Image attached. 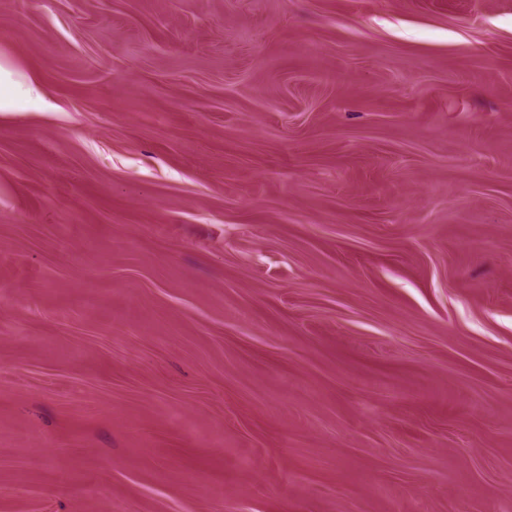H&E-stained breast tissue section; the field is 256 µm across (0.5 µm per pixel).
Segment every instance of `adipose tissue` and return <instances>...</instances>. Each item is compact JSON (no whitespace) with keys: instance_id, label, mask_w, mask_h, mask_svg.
Returning a JSON list of instances; mask_svg holds the SVG:
<instances>
[{"instance_id":"1","label":"adipose tissue","mask_w":512,"mask_h":512,"mask_svg":"<svg viewBox=\"0 0 512 512\" xmlns=\"http://www.w3.org/2000/svg\"><path fill=\"white\" fill-rule=\"evenodd\" d=\"M48 93L42 83L25 71L16 58L0 50V112H40Z\"/></svg>"}]
</instances>
